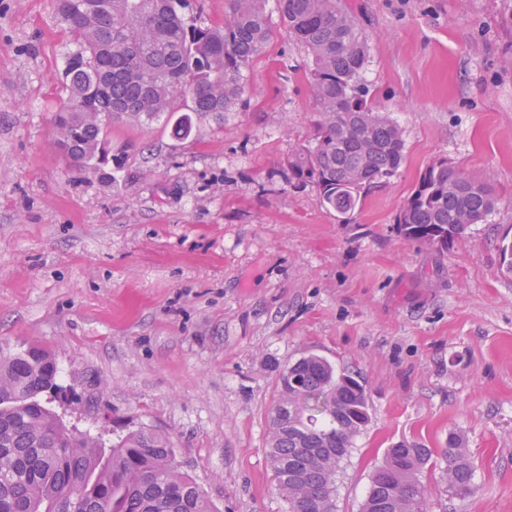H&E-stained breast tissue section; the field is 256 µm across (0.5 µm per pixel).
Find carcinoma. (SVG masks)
Masks as SVG:
<instances>
[{
    "instance_id": "cac0c4a2",
    "label": "carcinoma",
    "mask_w": 512,
    "mask_h": 512,
    "mask_svg": "<svg viewBox=\"0 0 512 512\" xmlns=\"http://www.w3.org/2000/svg\"><path fill=\"white\" fill-rule=\"evenodd\" d=\"M267 0H229L224 21L188 24L185 0H105L78 13V0H55L59 20L79 50L65 68L67 98L57 110L56 146L87 168L109 155L116 122L165 119L181 139L193 118L228 111L244 90L242 71L269 33ZM288 33L306 48L318 120L308 143L288 159L292 178L311 185L322 206L350 220L370 187L404 161L400 126L368 104L363 79L371 45L342 0H278ZM191 96L187 112L176 103ZM496 207L489 183L430 165L398 216L405 239L440 250L483 222ZM58 367L21 350L0 357V512H214L200 487L175 462L170 439L142 427L105 446L101 435L67 425L54 410L64 387ZM269 419V458L288 512H336V473L369 422V401L356 378L336 374L317 355L281 374ZM82 436L83 450L68 447ZM448 484L465 498L474 467L460 448L444 452ZM428 448H390L370 476L362 512H425L422 475Z\"/></svg>"
}]
</instances>
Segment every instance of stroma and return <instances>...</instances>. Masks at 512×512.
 <instances>
[{
	"label": "stroma",
	"instance_id": "35a3bbf8",
	"mask_svg": "<svg viewBox=\"0 0 512 512\" xmlns=\"http://www.w3.org/2000/svg\"><path fill=\"white\" fill-rule=\"evenodd\" d=\"M373 50L368 100L403 132L399 171L346 223L288 158L317 118L307 51L276 0L223 118L177 138L117 122L123 169L54 146L78 48L53 0H0V354L52 352L69 424L168 436L217 512H288L268 459L280 372L316 354L359 375L371 422L336 478L360 512L387 449L428 448L427 512H512V0H345ZM495 210L439 251L397 217L437 161ZM476 493L453 497L442 452ZM448 468L445 470L451 483L449 489L461 497H469L476 490L474 483V467L466 457L462 448H448L444 452Z\"/></svg>",
	"mask_w": 512,
	"mask_h": 512
}]
</instances>
